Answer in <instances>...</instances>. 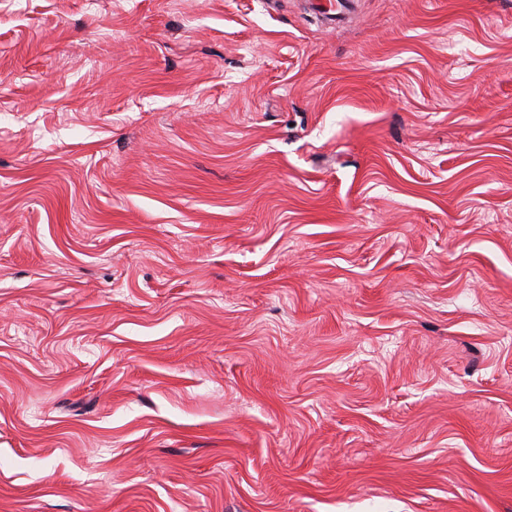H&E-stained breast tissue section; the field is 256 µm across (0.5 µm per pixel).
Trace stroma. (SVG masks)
Segmentation results:
<instances>
[{
	"instance_id": "35a3bbf8",
	"label": "stroma",
	"mask_w": 512,
	"mask_h": 512,
	"mask_svg": "<svg viewBox=\"0 0 512 512\" xmlns=\"http://www.w3.org/2000/svg\"><path fill=\"white\" fill-rule=\"evenodd\" d=\"M0 512H512V0H0Z\"/></svg>"
}]
</instances>
